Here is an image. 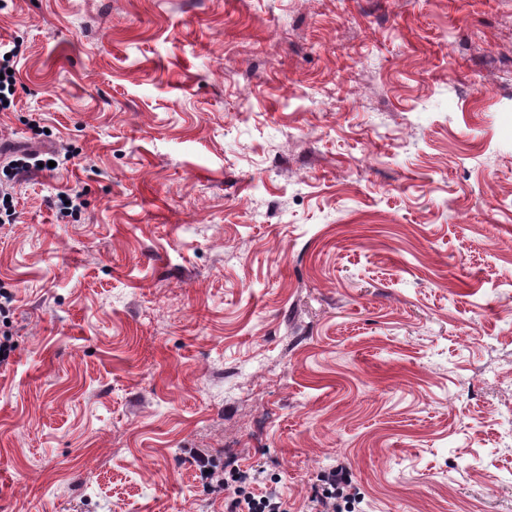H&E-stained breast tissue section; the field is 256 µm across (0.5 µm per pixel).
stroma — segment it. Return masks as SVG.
Segmentation results:
<instances>
[{
	"label": "stroma",
	"instance_id": "obj_1",
	"mask_svg": "<svg viewBox=\"0 0 512 512\" xmlns=\"http://www.w3.org/2000/svg\"><path fill=\"white\" fill-rule=\"evenodd\" d=\"M0 512H512V0H0ZM81 194L79 221L56 194ZM8 46L9 44L0 45V74L4 75V79L0 78V112L11 108L17 91V58L21 54V47L16 42H13L12 47ZM7 54H10V58H5ZM7 70H13V73L8 74ZM4 101H7V105H4ZM49 161H54L56 166L59 165L56 154L50 155V157H42L39 154L24 155L11 161L7 169L4 168V176L7 181H21L33 172L55 169L56 166H48ZM319 481L321 491L315 502L320 512H338V499H350V493H345L350 486L348 481V473L342 467H332L325 469L320 475ZM239 475L245 480L243 484L236 485L233 488L225 486L224 481L218 480L219 492L225 491L224 494V511L225 512H284L282 508L281 498L275 492H262L255 494L246 486V476L242 473Z\"/></svg>",
	"mask_w": 512,
	"mask_h": 512
}]
</instances>
